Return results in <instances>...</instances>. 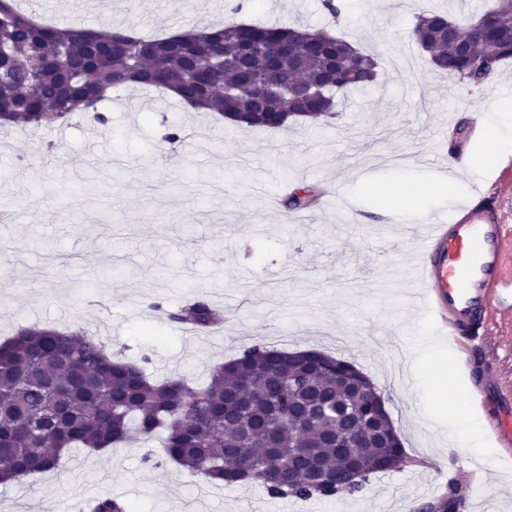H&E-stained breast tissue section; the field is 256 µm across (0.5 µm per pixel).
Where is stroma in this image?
Returning a JSON list of instances; mask_svg holds the SVG:
<instances>
[{
  "instance_id": "obj_1",
  "label": "stroma",
  "mask_w": 512,
  "mask_h": 512,
  "mask_svg": "<svg viewBox=\"0 0 512 512\" xmlns=\"http://www.w3.org/2000/svg\"><path fill=\"white\" fill-rule=\"evenodd\" d=\"M104 0L85 16L53 0L49 19L169 35L206 20L329 28L381 60L379 76L345 96L336 117L282 129H241L159 91H114L97 125L77 113L54 130L0 127V342L20 327H74L113 354L146 359L156 380L201 383L254 341L311 348L352 362L382 393L405 448L397 469L358 495L271 498L255 485L215 486L160 461L158 440L83 450L52 471L0 487V512H76L112 497L130 512H421L449 480L464 512H512V447L495 417H512V303L491 309L457 348L425 310L404 309L407 273L420 245L401 236L424 215L448 219L456 199L490 188L502 214V273L512 279V152L486 175L459 169L442 180L418 162L448 160L463 128L465 154L483 138L479 119L512 88V60L494 81L464 85L434 69L413 36L414 16L438 8L459 22L488 0ZM192 130L170 144L173 125ZM97 143H90L91 130ZM321 190L293 223L282 203L295 188ZM418 190L390 216V189ZM202 300L223 330L188 341L172 312ZM496 391L473 407L474 386ZM488 424L484 451L449 450L439 418L469 410Z\"/></svg>"
}]
</instances>
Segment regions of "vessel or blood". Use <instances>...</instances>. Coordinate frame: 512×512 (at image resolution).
Here are the masks:
<instances>
[{
  "label": "vessel or blood",
  "instance_id": "vessel-or-blood-1",
  "mask_svg": "<svg viewBox=\"0 0 512 512\" xmlns=\"http://www.w3.org/2000/svg\"><path fill=\"white\" fill-rule=\"evenodd\" d=\"M408 233L424 241L414 272L415 295L439 325L466 333L496 301L512 299V280L500 272L497 212L463 205L451 221L430 218Z\"/></svg>",
  "mask_w": 512,
  "mask_h": 512
}]
</instances>
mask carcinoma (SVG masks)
<instances>
[{
	"label": "carcinoma",
	"instance_id": "carcinoma-1",
	"mask_svg": "<svg viewBox=\"0 0 512 512\" xmlns=\"http://www.w3.org/2000/svg\"><path fill=\"white\" fill-rule=\"evenodd\" d=\"M484 30L459 53L442 12L418 14L413 36L430 63L460 82L482 84L512 58L497 31L512 27V0H491ZM246 24L197 25L146 39L112 29L38 22L0 0L1 125L51 130L78 112L96 111L116 89L174 91L196 110L240 127L278 129L331 118L336 95L372 84L380 61L325 29L259 24L269 41L244 52ZM287 59L275 63L278 43ZM247 67L257 91L237 88ZM312 187L295 189L293 210L312 207ZM172 318L199 332L223 321L204 301ZM359 370L313 349L255 342L216 365L204 384L152 379L143 363L112 356L80 329L30 327L0 343V484L56 469L79 448L104 450L164 433L165 459L213 484H258L271 498H337L367 489L373 475L405 456ZM336 475L316 481V470ZM455 482L439 512H463Z\"/></svg>",
	"mask_w": 512,
	"mask_h": 512
}]
</instances>
